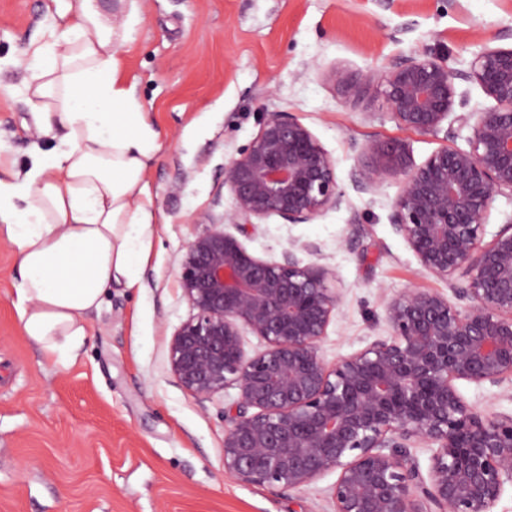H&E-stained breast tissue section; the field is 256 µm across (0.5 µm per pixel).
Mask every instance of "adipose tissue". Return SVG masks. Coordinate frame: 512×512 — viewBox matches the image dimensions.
Returning a JSON list of instances; mask_svg holds the SVG:
<instances>
[{
  "label": "adipose tissue",
  "mask_w": 512,
  "mask_h": 512,
  "mask_svg": "<svg viewBox=\"0 0 512 512\" xmlns=\"http://www.w3.org/2000/svg\"><path fill=\"white\" fill-rule=\"evenodd\" d=\"M26 63L22 92L58 143L0 177V238L18 256L22 332L59 363L76 358L106 286L135 288L156 214L148 190L161 133L129 83L127 39L99 0H76Z\"/></svg>",
  "instance_id": "adipose-tissue-1"
}]
</instances>
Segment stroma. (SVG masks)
I'll list each match as a JSON object with an SVG mask.
<instances>
[{
    "label": "stroma",
    "mask_w": 512,
    "mask_h": 512,
    "mask_svg": "<svg viewBox=\"0 0 512 512\" xmlns=\"http://www.w3.org/2000/svg\"><path fill=\"white\" fill-rule=\"evenodd\" d=\"M59 7L0 0V156L18 171L53 145L19 87L30 43ZM117 18L128 23L125 71L162 133L149 176L159 222L140 287L106 288L65 366L23 335L17 259L0 240V512H334L333 472L293 490L225 476L224 413L237 392L199 401L167 360L173 332L193 313L179 280L184 246L233 211L224 164L263 112H289L335 158L345 202L308 224H246L238 237L255 256L290 250L300 265L334 270L343 300L321 343L325 359L387 336L384 303L406 289L463 307L394 232L399 179L365 192L354 178L366 145L403 142L419 165L444 146L468 148L470 129L406 130L379 88L346 103L327 74L423 51L467 67L483 48L512 45V0H137ZM458 387L485 414L512 413L511 383Z\"/></svg>",
    "instance_id": "stroma-1"
}]
</instances>
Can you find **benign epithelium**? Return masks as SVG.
Wrapping results in <instances>:
<instances>
[{
  "mask_svg": "<svg viewBox=\"0 0 512 512\" xmlns=\"http://www.w3.org/2000/svg\"><path fill=\"white\" fill-rule=\"evenodd\" d=\"M329 79L347 100L382 87L399 124L421 135L450 117L471 130L469 149L444 147L418 166L401 142L368 146L356 179L375 190L400 178L390 224L467 306L408 288L385 302L389 336L329 362L321 341L343 300L333 270L257 257L214 226L184 246L179 278L195 314L170 339V371L200 401L237 390L224 473L239 482L299 489L336 471L334 512H492L512 484V414L475 410L457 382L512 379V221L484 241L492 202L512 196V46L455 71L414 54L358 74L335 67ZM457 80L496 106L455 114ZM224 188L234 226L308 223L345 198L336 160L288 112L264 115L224 163ZM248 333L261 349L246 350ZM422 443L436 446L425 475L410 452Z\"/></svg>",
  "mask_w": 512,
  "mask_h": 512,
  "instance_id": "7a95c632",
  "label": "benign epithelium"
}]
</instances>
